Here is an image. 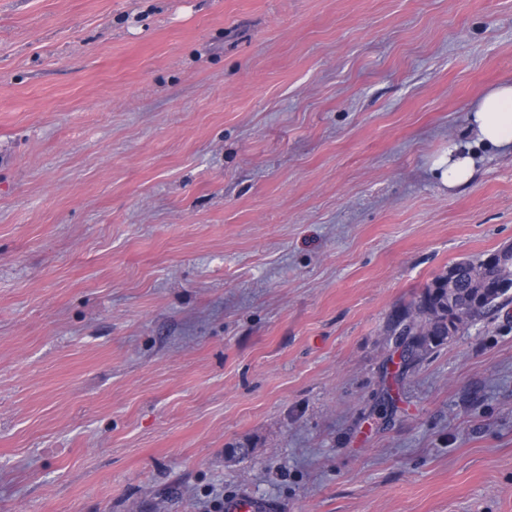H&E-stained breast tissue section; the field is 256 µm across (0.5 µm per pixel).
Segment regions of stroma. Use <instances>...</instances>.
Listing matches in <instances>:
<instances>
[{
  "label": "stroma",
  "mask_w": 512,
  "mask_h": 512,
  "mask_svg": "<svg viewBox=\"0 0 512 512\" xmlns=\"http://www.w3.org/2000/svg\"><path fill=\"white\" fill-rule=\"evenodd\" d=\"M503 83L512 0H0V512H512V301L381 394ZM474 168V153L457 142H449L448 149L431 165L434 176L448 188L468 184L473 178ZM225 512H269L270 504L250 495L241 494L224 501Z\"/></svg>",
  "instance_id": "stroma-1"
}]
</instances>
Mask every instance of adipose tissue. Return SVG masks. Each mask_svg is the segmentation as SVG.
<instances>
[{
  "label": "adipose tissue",
  "mask_w": 512,
  "mask_h": 512,
  "mask_svg": "<svg viewBox=\"0 0 512 512\" xmlns=\"http://www.w3.org/2000/svg\"><path fill=\"white\" fill-rule=\"evenodd\" d=\"M470 129L477 144L512 148V84L499 85L480 100L470 115ZM474 168L473 152L456 142L449 143L447 150L431 165L434 176L448 188L468 184Z\"/></svg>",
  "instance_id": "adipose-tissue-1"
}]
</instances>
